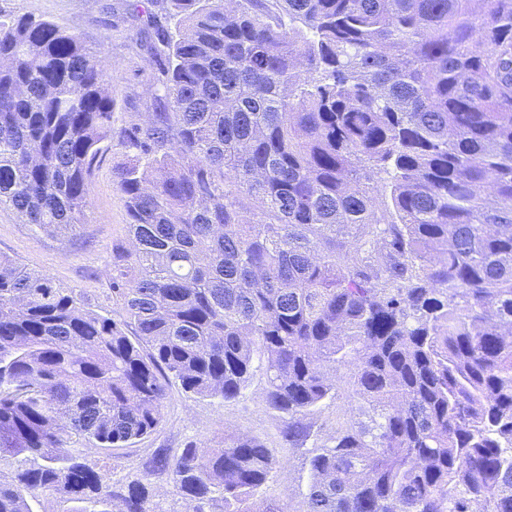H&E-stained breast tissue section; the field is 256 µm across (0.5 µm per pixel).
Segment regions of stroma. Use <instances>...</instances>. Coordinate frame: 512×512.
<instances>
[{
  "mask_svg": "<svg viewBox=\"0 0 512 512\" xmlns=\"http://www.w3.org/2000/svg\"><path fill=\"white\" fill-rule=\"evenodd\" d=\"M163 6L164 0H140L135 11L129 0H0V13L47 19L78 32L105 65L116 117L136 122L154 109L152 88L159 71L150 20L163 15ZM122 153L118 142H104L90 183L88 221L73 235L61 238L34 231L13 210L0 208V257L46 274L56 286L80 290L94 309L107 313L112 310L110 252L128 236L124 201L112 182V168ZM349 374V368H339L334 396L309 415L315 434L326 438L361 420L364 406L347 382ZM266 386L258 367L240 397L231 401L194 398L171 387L158 431L113 456L110 484L119 488L142 475L154 449L177 450L228 433L256 435L278 458L257 499L275 503L284 512H304L309 483L305 454L285 442L283 420L268 406Z\"/></svg>",
  "mask_w": 512,
  "mask_h": 512,
  "instance_id": "stroma-1",
  "label": "stroma"
}]
</instances>
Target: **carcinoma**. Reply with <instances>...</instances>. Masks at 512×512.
Returning <instances> with one entry per match:
<instances>
[{"label":"carcinoma","mask_w":512,"mask_h":512,"mask_svg":"<svg viewBox=\"0 0 512 512\" xmlns=\"http://www.w3.org/2000/svg\"><path fill=\"white\" fill-rule=\"evenodd\" d=\"M162 79L116 125L80 35L0 14V207L65 237L100 144L128 243L114 319L0 257V512H164L84 461L154 434L169 386L239 397L288 444L340 366L366 420L306 456V512H512V0H168ZM389 215L377 214L381 199ZM258 436L152 453L185 512L253 501Z\"/></svg>","instance_id":"obj_1"}]
</instances>
